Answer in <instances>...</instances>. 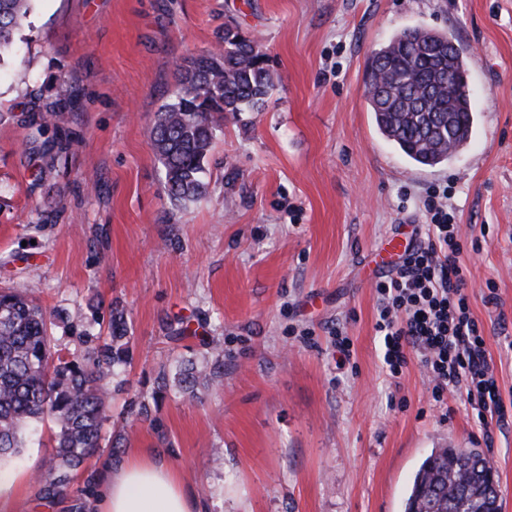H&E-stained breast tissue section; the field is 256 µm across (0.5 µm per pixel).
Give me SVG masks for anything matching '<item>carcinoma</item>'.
<instances>
[{"label":"carcinoma","instance_id":"cac0c4a2","mask_svg":"<svg viewBox=\"0 0 512 512\" xmlns=\"http://www.w3.org/2000/svg\"><path fill=\"white\" fill-rule=\"evenodd\" d=\"M34 0H0V59ZM179 90L155 113L151 146L165 169L170 201L183 206L207 192L205 160L224 115L257 111L274 88L268 55L255 40L224 26L222 45L179 60ZM365 98L382 135L412 162L438 166L467 145L473 126L471 88L459 49L433 39L424 27H405L367 64ZM55 109L22 119L28 130L24 153L41 181L68 142L57 134ZM98 308L80 323H66L58 340L48 333L52 316L18 284L0 291V456L26 447L34 422L56 429L55 454L36 476V498L60 512H91L97 467L90 459H112L120 439L103 433L112 380L131 360V341L121 311L110 312L109 334L96 329ZM210 381L190 361L174 377L155 378L154 394L175 386L194 392ZM128 413L147 419L148 398L134 396ZM476 448H436L415 472L404 512H501L499 482Z\"/></svg>","mask_w":512,"mask_h":512}]
</instances>
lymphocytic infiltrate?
I'll use <instances>...</instances> for the list:
<instances>
[{
    "mask_svg": "<svg viewBox=\"0 0 512 512\" xmlns=\"http://www.w3.org/2000/svg\"><path fill=\"white\" fill-rule=\"evenodd\" d=\"M424 209L425 237L405 251L393 276L375 286L383 361L395 376L417 358L435 402L461 391L481 424L503 422L507 409L488 361L484 327L470 311L459 260L461 228L448 208L447 190L430 191Z\"/></svg>",
    "mask_w": 512,
    "mask_h": 512,
    "instance_id": "obj_1",
    "label": "lymphocytic infiltrate"
}]
</instances>
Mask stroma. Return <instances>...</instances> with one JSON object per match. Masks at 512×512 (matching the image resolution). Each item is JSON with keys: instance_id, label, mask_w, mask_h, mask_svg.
I'll use <instances>...</instances> for the list:
<instances>
[{"instance_id": "1", "label": "stroma", "mask_w": 512, "mask_h": 512, "mask_svg": "<svg viewBox=\"0 0 512 512\" xmlns=\"http://www.w3.org/2000/svg\"><path fill=\"white\" fill-rule=\"evenodd\" d=\"M228 24L263 46L276 86L261 111L225 119L206 195L177 207L148 128L177 93L176 62ZM415 25L453 34L474 90V133L442 167L412 164L363 97L371 52ZM37 100L62 102L70 138L39 184L21 123ZM444 183L512 403V0H35L0 63V288L25 285L74 322L93 303L123 311L132 361L109 425L124 452H162L205 512H403L421 462L448 446L482 450L512 512V417L486 430L461 393L434 402L416 361L391 376L375 334L373 256L425 230L422 201ZM180 319L198 336L168 339ZM219 354L223 375L194 395L126 415L159 371L206 372ZM54 432L43 421L12 459L10 512H47L33 479Z\"/></svg>"}]
</instances>
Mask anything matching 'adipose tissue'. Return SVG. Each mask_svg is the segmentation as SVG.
I'll return each instance as SVG.
<instances>
[{
    "label": "adipose tissue",
    "mask_w": 512,
    "mask_h": 512,
    "mask_svg": "<svg viewBox=\"0 0 512 512\" xmlns=\"http://www.w3.org/2000/svg\"><path fill=\"white\" fill-rule=\"evenodd\" d=\"M200 500L163 454L132 452L98 471L93 512H202Z\"/></svg>",
    "instance_id": "1"
}]
</instances>
